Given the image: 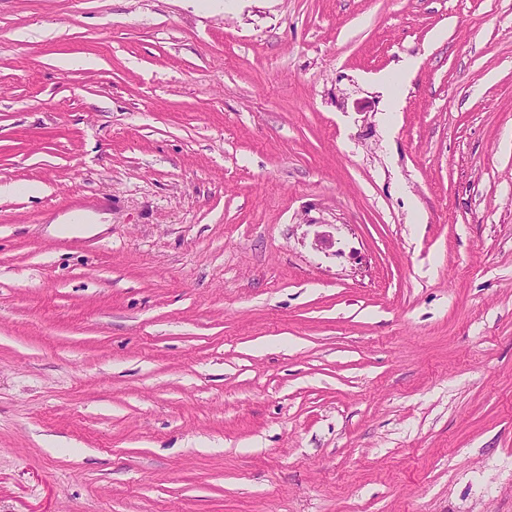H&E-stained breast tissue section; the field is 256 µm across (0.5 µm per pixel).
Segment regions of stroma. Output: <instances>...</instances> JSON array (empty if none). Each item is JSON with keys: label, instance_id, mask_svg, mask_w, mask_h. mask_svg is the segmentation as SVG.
Instances as JSON below:
<instances>
[{"label": "stroma", "instance_id": "obj_1", "mask_svg": "<svg viewBox=\"0 0 512 512\" xmlns=\"http://www.w3.org/2000/svg\"><path fill=\"white\" fill-rule=\"evenodd\" d=\"M5 184L0 512H512V0H0Z\"/></svg>", "mask_w": 512, "mask_h": 512}]
</instances>
